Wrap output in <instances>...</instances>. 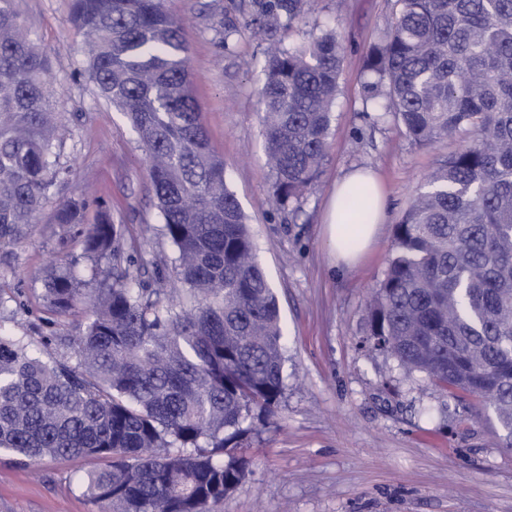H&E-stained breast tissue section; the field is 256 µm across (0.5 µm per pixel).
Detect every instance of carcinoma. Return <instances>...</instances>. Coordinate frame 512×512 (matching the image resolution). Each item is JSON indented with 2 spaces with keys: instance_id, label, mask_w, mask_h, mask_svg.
<instances>
[{
  "instance_id": "obj_1",
  "label": "carcinoma",
  "mask_w": 512,
  "mask_h": 512,
  "mask_svg": "<svg viewBox=\"0 0 512 512\" xmlns=\"http://www.w3.org/2000/svg\"><path fill=\"white\" fill-rule=\"evenodd\" d=\"M317 0H250L244 26L267 42L260 112L272 194L286 209L316 181L341 72L326 28L286 46L281 34ZM394 17L364 66L365 102L417 146L467 140L448 154L394 225L392 255L367 311L363 345L478 403L512 448V0H394ZM86 74L144 152L162 234L155 262L180 298L139 276L123 225L86 200L60 207L83 252L112 261L89 304L79 279L54 274L48 320L86 321L58 361L46 344L0 331V452L23 463L91 457L81 488L112 512H212L246 479L237 455L253 421L284 393L277 297L246 215L210 148L191 91L190 48L164 0H73ZM52 67L15 0H0V248L24 242L60 183ZM358 222L371 194L343 200Z\"/></svg>"
}]
</instances>
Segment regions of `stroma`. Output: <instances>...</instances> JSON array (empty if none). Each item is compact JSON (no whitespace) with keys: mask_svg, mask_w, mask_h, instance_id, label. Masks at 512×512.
<instances>
[{"mask_svg":"<svg viewBox=\"0 0 512 512\" xmlns=\"http://www.w3.org/2000/svg\"><path fill=\"white\" fill-rule=\"evenodd\" d=\"M32 38L53 62L51 104L66 181L42 205L21 245L0 251V296L24 304L0 329L49 335L43 300L50 269L82 259L83 244L57 220L66 198L89 191L86 223L98 203L141 246L145 277L172 255L142 149L123 114L86 74L83 34L71 0H16ZM248 0H165L191 47L190 73L200 122L224 161L226 183L251 228L276 293L285 329L286 387L275 414L251 434L245 481L214 512H512V449L468 403L360 345L367 307L384 280L393 226L416 190L455 142L411 144L395 122L364 112L365 59L386 28L393 0H318L315 11L283 32L287 44L336 28L343 53L325 160L298 213L280 209L271 191L261 132L263 82L254 67L264 46L240 28L222 47L216 21L240 23ZM369 169L385 190L386 219L368 256L346 269L332 261L323 215L338 179ZM92 459L47 458L21 465L0 454V512H109L82 493Z\"/></svg>","mask_w":512,"mask_h":512,"instance_id":"35a3bbf8","label":"stroma"}]
</instances>
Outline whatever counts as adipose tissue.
<instances>
[{
    "label": "adipose tissue",
    "mask_w": 512,
    "mask_h": 512,
    "mask_svg": "<svg viewBox=\"0 0 512 512\" xmlns=\"http://www.w3.org/2000/svg\"><path fill=\"white\" fill-rule=\"evenodd\" d=\"M365 184L369 189L374 208L367 222L350 224L343 209V198L354 185ZM384 194L375 178L365 171H353L336 184L335 196L327 214L329 239L340 265H352L358 262L372 244L377 228L384 216Z\"/></svg>",
    "instance_id": "adipose-tissue-1"
}]
</instances>
